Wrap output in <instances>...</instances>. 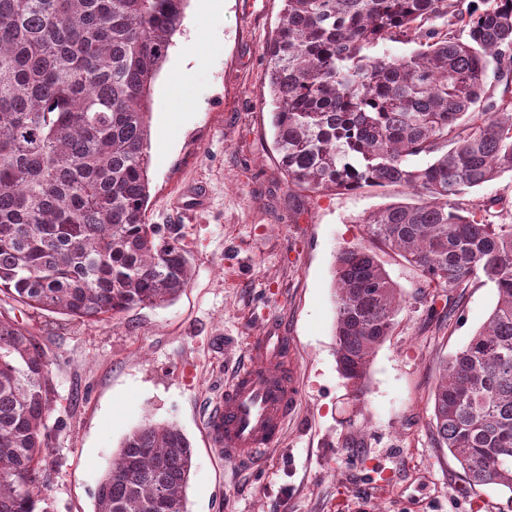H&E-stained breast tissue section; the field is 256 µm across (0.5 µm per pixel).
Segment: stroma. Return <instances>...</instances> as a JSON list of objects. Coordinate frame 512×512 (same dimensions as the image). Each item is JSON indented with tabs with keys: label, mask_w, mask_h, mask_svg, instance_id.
I'll return each instance as SVG.
<instances>
[{
	"label": "stroma",
	"mask_w": 512,
	"mask_h": 512,
	"mask_svg": "<svg viewBox=\"0 0 512 512\" xmlns=\"http://www.w3.org/2000/svg\"><path fill=\"white\" fill-rule=\"evenodd\" d=\"M283 8V0H222L205 13L189 5L154 85L146 216L171 226L190 257L193 279L180 298L94 324L22 316L52 359L59 394L52 512H93L123 436L165 421L194 448L188 512H512L496 488L461 494L463 472L431 433L439 363L487 320L492 284L470 288L449 319L408 264L385 257L406 299L401 323L374 355L362 394L337 370L336 255L359 244V216L409 195L398 185L336 195L288 187L265 76ZM273 320L297 346L298 406L279 445L240 469L210 444L207 410L246 362L247 340Z\"/></svg>",
	"instance_id": "35a3bbf8"
}]
</instances>
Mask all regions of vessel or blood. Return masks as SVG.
<instances>
[{
	"instance_id": "1",
	"label": "vessel or blood",
	"mask_w": 512,
	"mask_h": 512,
	"mask_svg": "<svg viewBox=\"0 0 512 512\" xmlns=\"http://www.w3.org/2000/svg\"><path fill=\"white\" fill-rule=\"evenodd\" d=\"M246 353L247 363L229 376L206 421L213 447L243 468L278 444L299 395L290 365L295 347L278 324L251 339Z\"/></svg>"
}]
</instances>
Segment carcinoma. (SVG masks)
Segmentation results:
<instances>
[{
	"label": "carcinoma",
	"mask_w": 512,
	"mask_h": 512,
	"mask_svg": "<svg viewBox=\"0 0 512 512\" xmlns=\"http://www.w3.org/2000/svg\"><path fill=\"white\" fill-rule=\"evenodd\" d=\"M187 2L0 0V512H51L57 389L16 307L100 322L191 282L179 238L146 222L152 88ZM384 41L419 48L369 53ZM266 55L288 186L413 196L362 216L364 244L336 257L340 374L360 392L399 323L380 254L405 259L450 317L466 288L492 283L488 320L440 366L433 437L469 487L512 499V221L470 198L512 175V0H284ZM193 466L177 425L136 427L94 512H188Z\"/></svg>",
	"instance_id": "carcinoma-1"
}]
</instances>
